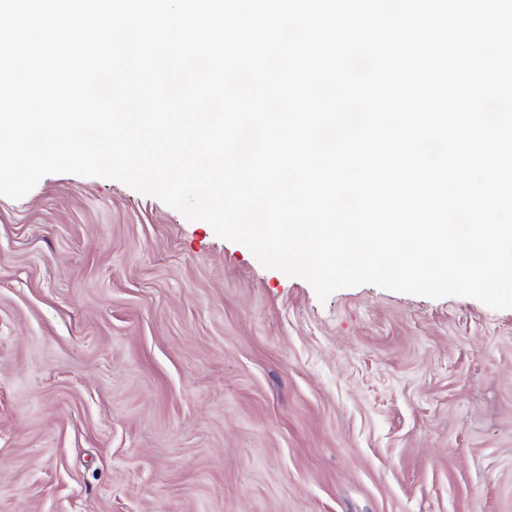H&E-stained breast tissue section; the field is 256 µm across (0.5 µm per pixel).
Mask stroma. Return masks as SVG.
I'll return each instance as SVG.
<instances>
[{"label": "stroma", "mask_w": 512, "mask_h": 512, "mask_svg": "<svg viewBox=\"0 0 512 512\" xmlns=\"http://www.w3.org/2000/svg\"><path fill=\"white\" fill-rule=\"evenodd\" d=\"M0 512H512V309L319 301L158 198L0 196Z\"/></svg>", "instance_id": "stroma-1"}]
</instances>
